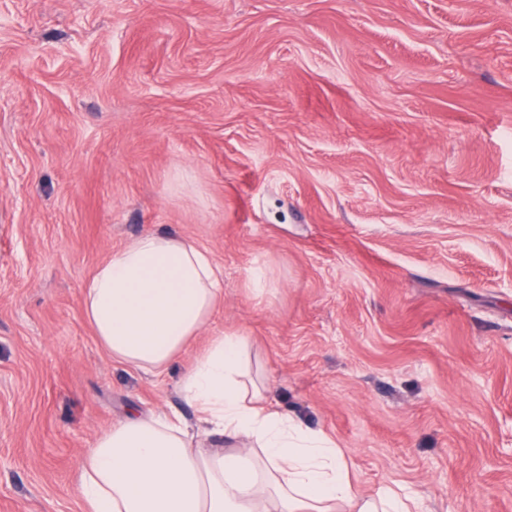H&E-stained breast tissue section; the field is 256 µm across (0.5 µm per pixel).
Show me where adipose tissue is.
I'll return each instance as SVG.
<instances>
[{"mask_svg": "<svg viewBox=\"0 0 512 512\" xmlns=\"http://www.w3.org/2000/svg\"><path fill=\"white\" fill-rule=\"evenodd\" d=\"M224 298V268L196 241L146 233L97 266L82 312L114 360L159 375L198 336ZM249 345L211 337L179 380L193 408L137 412L101 433L78 466L80 512H417L387 487L363 494L335 441L275 409L249 373ZM234 440L203 448L199 438Z\"/></svg>", "mask_w": 512, "mask_h": 512, "instance_id": "obj_1", "label": "adipose tissue"}]
</instances>
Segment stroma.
Wrapping results in <instances>:
<instances>
[{"label": "stroma", "instance_id": "obj_1", "mask_svg": "<svg viewBox=\"0 0 512 512\" xmlns=\"http://www.w3.org/2000/svg\"><path fill=\"white\" fill-rule=\"evenodd\" d=\"M149 232L224 267L160 377L81 313ZM219 333L363 493L512 512V0H0V512Z\"/></svg>", "mask_w": 512, "mask_h": 512}]
</instances>
